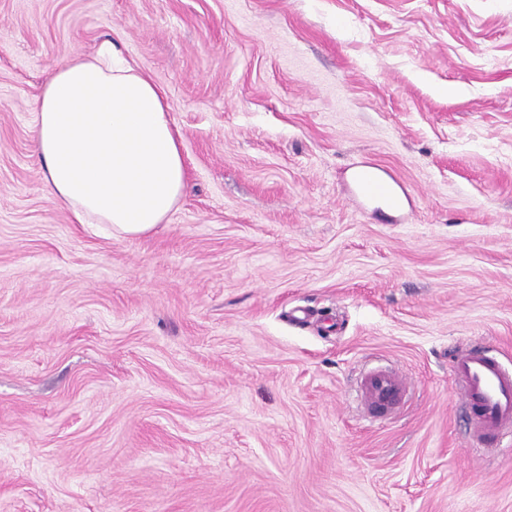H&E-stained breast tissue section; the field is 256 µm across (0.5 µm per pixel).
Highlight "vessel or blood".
<instances>
[{
  "mask_svg": "<svg viewBox=\"0 0 512 512\" xmlns=\"http://www.w3.org/2000/svg\"><path fill=\"white\" fill-rule=\"evenodd\" d=\"M449 377L460 395L473 448L512 446V368L505 367L487 345L455 352ZM358 394L364 409L383 415L397 409L406 395V378L389 368L362 374Z\"/></svg>",
  "mask_w": 512,
  "mask_h": 512,
  "instance_id": "vessel-or-blood-1",
  "label": "vessel or blood"
}]
</instances>
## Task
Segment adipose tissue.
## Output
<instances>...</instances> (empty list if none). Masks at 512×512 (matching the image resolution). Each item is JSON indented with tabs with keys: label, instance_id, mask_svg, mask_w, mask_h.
Returning <instances> with one entry per match:
<instances>
[{
	"label": "adipose tissue",
	"instance_id": "ef3b65f1",
	"mask_svg": "<svg viewBox=\"0 0 512 512\" xmlns=\"http://www.w3.org/2000/svg\"><path fill=\"white\" fill-rule=\"evenodd\" d=\"M35 112L46 183L73 223L139 236L167 222L187 185L178 134L163 93L116 42L56 64Z\"/></svg>",
	"mask_w": 512,
	"mask_h": 512
}]
</instances>
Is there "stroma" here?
I'll return each mask as SVG.
<instances>
[{"label":"stroma","mask_w":512,"mask_h":512,"mask_svg":"<svg viewBox=\"0 0 512 512\" xmlns=\"http://www.w3.org/2000/svg\"><path fill=\"white\" fill-rule=\"evenodd\" d=\"M106 39L186 162L144 236L72 223L34 150ZM471 343L512 359V0H0V512H512ZM379 364L408 397L373 422ZM377 168L373 166H366L359 170L355 175V180L359 186L367 193L376 194L385 191V186L382 183L389 185L378 172ZM448 373L466 413L469 446L510 448L512 368L505 367L490 346L481 344L457 350Z\"/></svg>","instance_id":"stroma-1"}]
</instances>
